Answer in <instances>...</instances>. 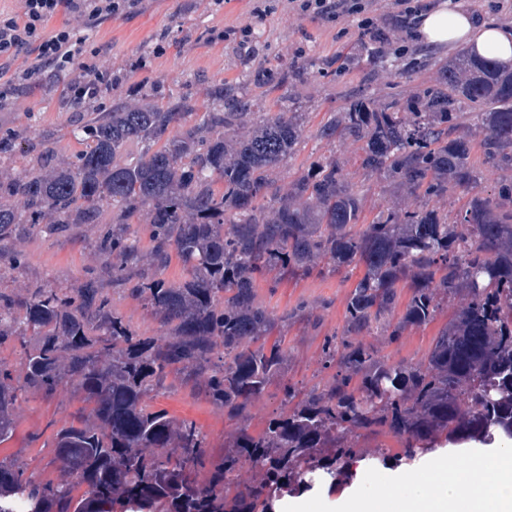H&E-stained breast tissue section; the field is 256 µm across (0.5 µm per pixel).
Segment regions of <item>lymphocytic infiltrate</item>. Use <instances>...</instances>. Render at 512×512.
<instances>
[{"label": "lymphocytic infiltrate", "instance_id": "obj_1", "mask_svg": "<svg viewBox=\"0 0 512 512\" xmlns=\"http://www.w3.org/2000/svg\"><path fill=\"white\" fill-rule=\"evenodd\" d=\"M13 12L0 11V61H17L22 50L41 66L69 75L67 91L74 103L101 98L112 86V68L88 42V32L137 8L140 0H18ZM287 4L289 13L326 27L353 18L361 34L371 33L379 8H386L391 29L381 37L378 53L401 55L420 11L418 0H253L252 15L261 19ZM59 26H52L53 18Z\"/></svg>", "mask_w": 512, "mask_h": 512}]
</instances>
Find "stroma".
<instances>
[{"label":"stroma","mask_w":512,"mask_h":512,"mask_svg":"<svg viewBox=\"0 0 512 512\" xmlns=\"http://www.w3.org/2000/svg\"><path fill=\"white\" fill-rule=\"evenodd\" d=\"M251 9V0H227L220 11L212 9L209 0H142L134 15L103 24L90 33L89 40L101 47L113 73L123 74L124 79L104 94L97 111L111 109L113 101L126 98L135 85L159 103L173 95L202 97L207 85L219 79L237 84L243 93H254L246 57L237 43L227 40L215 44L209 39L211 27L252 24L256 54L270 60L279 74L288 77L278 108L295 109L307 117L303 148L285 169L286 178L291 179L303 160L327 154V147L315 132L328 112L343 107L354 94L375 99H410L435 84L436 60L452 55L451 50L418 40L410 42L409 52L403 57L370 54L357 33L340 37L335 31L284 9L259 20L253 18ZM342 48L353 52L350 65L343 71L335 63V53ZM299 57L307 60L308 69L295 77L291 69ZM23 64L33 69L34 74L20 82L13 95L0 101V135L23 132L28 142L35 144L42 132L50 131L59 152L67 156L76 154L81 143L73 131L84 125L89 112L71 104L65 91L66 76L38 67L31 56L25 57ZM25 250L27 260L21 269H12L9 259H0V289L29 282L74 288L103 264L102 259L93 256L91 235L76 230L60 232L37 226L27 239ZM350 289V284L341 283L335 275L293 279L275 288L260 286L259 297L274 315L292 312L303 301L321 303L322 309L319 324L301 316L289 320L284 343L288 373L267 387L248 422L250 432L261 431L281 411L285 385L306 390L320 380L324 339L341 332L345 297ZM453 313V307L448 306L428 325L408 328L399 342L382 346V355L392 361L422 356ZM91 407V402L85 401L80 393L63 400L41 395L22 400L13 437L0 443V461H20L37 478L54 476V453L48 448V441L69 422L71 414ZM150 408L194 422L205 434L209 451L215 456L222 453L224 434L233 427L222 413L182 388L153 398Z\"/></svg>","instance_id":"1"}]
</instances>
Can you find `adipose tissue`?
<instances>
[{
    "label": "adipose tissue",
    "instance_id": "obj_1",
    "mask_svg": "<svg viewBox=\"0 0 512 512\" xmlns=\"http://www.w3.org/2000/svg\"><path fill=\"white\" fill-rule=\"evenodd\" d=\"M415 28L433 47L462 45L488 59L512 60V31L458 7L445 4L421 12ZM467 454L462 468L439 455L397 471L392 489L373 495L363 491L370 475H362L360 487L338 502L336 512H512V448H471Z\"/></svg>",
    "mask_w": 512,
    "mask_h": 512
}]
</instances>
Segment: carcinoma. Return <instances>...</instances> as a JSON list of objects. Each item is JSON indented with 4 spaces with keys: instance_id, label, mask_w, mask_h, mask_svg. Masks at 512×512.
I'll use <instances>...</instances> for the list:
<instances>
[{
    "instance_id": "cac0c4a2",
    "label": "carcinoma",
    "mask_w": 512,
    "mask_h": 512,
    "mask_svg": "<svg viewBox=\"0 0 512 512\" xmlns=\"http://www.w3.org/2000/svg\"><path fill=\"white\" fill-rule=\"evenodd\" d=\"M272 73L266 60L253 68L258 96L220 79L202 103L118 100L80 127L75 160L46 137L28 170L0 176V248L14 268L29 225H83L111 260L112 287L159 325L137 332L93 278L0 291V349L22 353L19 366L0 364V443L24 395L79 392L94 403L53 434L55 478L0 461V512H268L317 481L348 484L363 457L386 464L443 441L509 442L512 177L485 191L479 173L512 170V63L461 51L437 63L436 84L415 100L353 97L329 113L317 138L359 144L358 170L389 193L362 225L364 190L334 154L283 182L306 117L264 105L280 89ZM450 190L464 194L456 212L431 204ZM175 257L185 275L171 283ZM358 268L342 334L322 348L335 372L301 394L285 386L289 407L250 434L288 365L283 337L266 346L286 318L258 303V283ZM450 303L421 359L391 362L364 341L395 343ZM173 372L235 423L209 470L204 433L146 404Z\"/></svg>"
}]
</instances>
